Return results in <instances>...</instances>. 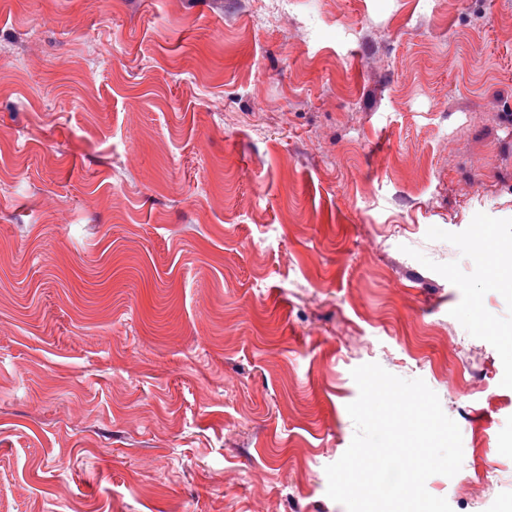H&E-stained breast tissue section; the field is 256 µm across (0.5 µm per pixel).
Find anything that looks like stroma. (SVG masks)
<instances>
[{
    "label": "stroma",
    "mask_w": 512,
    "mask_h": 512,
    "mask_svg": "<svg viewBox=\"0 0 512 512\" xmlns=\"http://www.w3.org/2000/svg\"><path fill=\"white\" fill-rule=\"evenodd\" d=\"M212 3L0 0V512H346L371 362L512 512V0Z\"/></svg>",
    "instance_id": "stroma-1"
}]
</instances>
